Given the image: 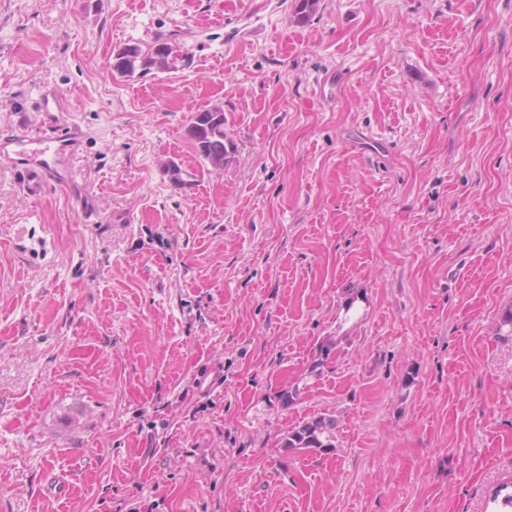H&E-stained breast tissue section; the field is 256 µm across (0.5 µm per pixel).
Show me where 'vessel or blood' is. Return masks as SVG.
<instances>
[{"mask_svg": "<svg viewBox=\"0 0 512 512\" xmlns=\"http://www.w3.org/2000/svg\"><path fill=\"white\" fill-rule=\"evenodd\" d=\"M83 131L74 127L42 136H28L18 132L0 135V158L13 169L36 183L70 184L69 163L76 152Z\"/></svg>", "mask_w": 512, "mask_h": 512, "instance_id": "obj_1", "label": "vessel or blood"}]
</instances>
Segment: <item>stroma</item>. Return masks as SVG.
Here are the masks:
<instances>
[{"instance_id":"1","label":"stroma","mask_w":512,"mask_h":512,"mask_svg":"<svg viewBox=\"0 0 512 512\" xmlns=\"http://www.w3.org/2000/svg\"><path fill=\"white\" fill-rule=\"evenodd\" d=\"M297 3L0 0V132L85 134L67 187L0 160V512H486L512 481V0ZM160 37L191 66L107 68ZM215 105L218 171L187 134ZM320 413L332 452L284 448Z\"/></svg>"}]
</instances>
